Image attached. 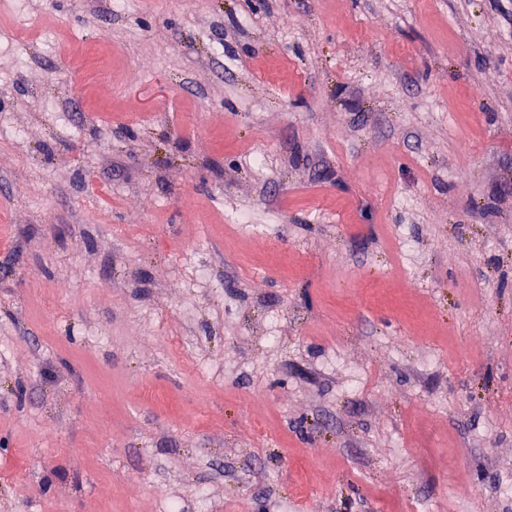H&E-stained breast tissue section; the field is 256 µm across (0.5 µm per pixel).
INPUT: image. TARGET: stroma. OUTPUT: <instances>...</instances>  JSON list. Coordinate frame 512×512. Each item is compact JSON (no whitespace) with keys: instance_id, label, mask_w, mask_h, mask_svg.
<instances>
[{"instance_id":"stroma-1","label":"stroma","mask_w":512,"mask_h":512,"mask_svg":"<svg viewBox=\"0 0 512 512\" xmlns=\"http://www.w3.org/2000/svg\"><path fill=\"white\" fill-rule=\"evenodd\" d=\"M27 10L0 512H512V0Z\"/></svg>"}]
</instances>
